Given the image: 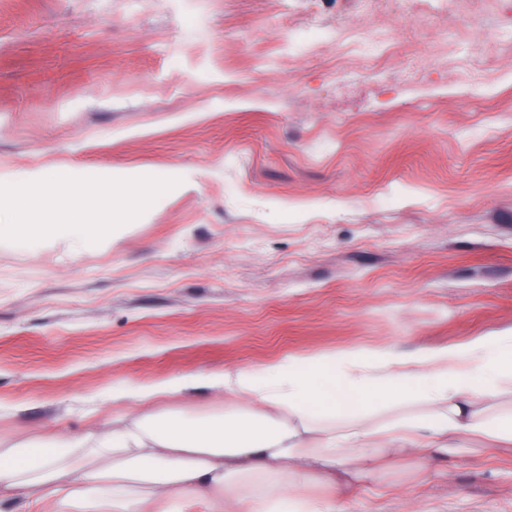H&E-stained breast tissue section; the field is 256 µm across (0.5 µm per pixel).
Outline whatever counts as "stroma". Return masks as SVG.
Here are the masks:
<instances>
[{"instance_id":"obj_1","label":"stroma","mask_w":512,"mask_h":512,"mask_svg":"<svg viewBox=\"0 0 512 512\" xmlns=\"http://www.w3.org/2000/svg\"><path fill=\"white\" fill-rule=\"evenodd\" d=\"M183 182L106 243L0 245V448L113 387L512 331V0H0V168ZM344 512H512L461 437Z\"/></svg>"}]
</instances>
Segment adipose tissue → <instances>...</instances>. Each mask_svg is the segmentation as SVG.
Instances as JSON below:
<instances>
[{
    "mask_svg": "<svg viewBox=\"0 0 512 512\" xmlns=\"http://www.w3.org/2000/svg\"><path fill=\"white\" fill-rule=\"evenodd\" d=\"M246 398L206 414L152 412L200 390ZM512 394V333L461 347L338 350L259 368L187 372L113 389L145 412L77 435L49 432L0 448V497L23 490L54 512H342L295 494L308 479L337 485L373 473L381 452L430 466L463 433L512 443V415L489 409ZM421 409H408L409 397ZM395 409L382 425L368 406Z\"/></svg>",
    "mask_w": 512,
    "mask_h": 512,
    "instance_id": "adipose-tissue-1",
    "label": "adipose tissue"
}]
</instances>
